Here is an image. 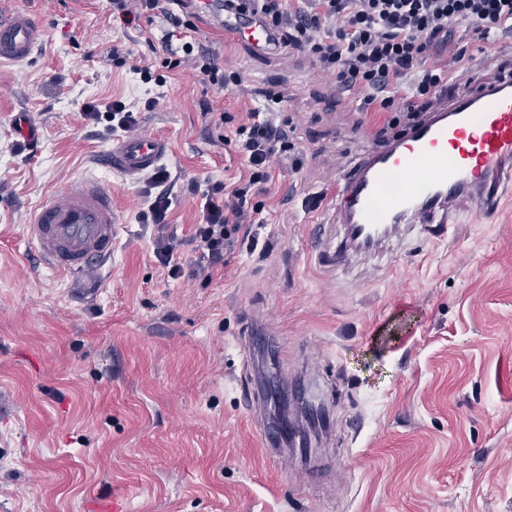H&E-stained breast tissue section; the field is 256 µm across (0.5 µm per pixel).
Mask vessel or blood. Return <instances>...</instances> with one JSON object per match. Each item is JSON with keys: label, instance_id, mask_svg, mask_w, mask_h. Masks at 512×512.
Wrapping results in <instances>:
<instances>
[{"label": "vessel or blood", "instance_id": "1", "mask_svg": "<svg viewBox=\"0 0 512 512\" xmlns=\"http://www.w3.org/2000/svg\"><path fill=\"white\" fill-rule=\"evenodd\" d=\"M227 33L252 48L270 32L258 15L225 17ZM44 37L42 22L17 11L0 18V64L31 61ZM171 152L159 134L113 139L100 165L136 184ZM512 190V77L482 76L434 108L407 137L370 154L326 195L340 223L367 241L388 238L398 225L422 231L457 221L456 202L477 195L493 215ZM121 234L112 190L96 178L71 181L44 196L31 214L27 242L53 272L89 280L111 261Z\"/></svg>", "mask_w": 512, "mask_h": 512}]
</instances>
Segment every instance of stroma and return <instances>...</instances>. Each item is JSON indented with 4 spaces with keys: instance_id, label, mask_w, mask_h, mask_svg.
I'll return each instance as SVG.
<instances>
[{
    "instance_id": "stroma-1",
    "label": "stroma",
    "mask_w": 512,
    "mask_h": 512,
    "mask_svg": "<svg viewBox=\"0 0 512 512\" xmlns=\"http://www.w3.org/2000/svg\"><path fill=\"white\" fill-rule=\"evenodd\" d=\"M39 15L36 58L0 66V512H512V193L481 217L459 200L443 241L409 227L334 267L311 255L340 242L330 211L301 207L370 150L381 123L309 58L225 38L210 15L192 37L238 70L225 90L191 68L166 84L164 17L114 19L110 0H0ZM128 53L113 67L112 49ZM277 79L288 93L300 169L275 164L238 246L212 281L174 280L141 223L143 184L98 166L110 139L85 102L138 106L139 129L170 139L168 232L188 236L201 194L248 177L219 137L218 113L245 117ZM156 98V109H145ZM208 100L211 113L199 108ZM38 119L33 152H13L19 113ZM112 188L124 232L93 285L29 253L33 206L69 181ZM304 374L326 408L316 451L261 443L259 381Z\"/></svg>"
}]
</instances>
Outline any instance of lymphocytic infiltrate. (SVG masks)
I'll return each mask as SVG.
<instances>
[{
    "label": "lymphocytic infiltrate",
    "instance_id": "obj_1",
    "mask_svg": "<svg viewBox=\"0 0 512 512\" xmlns=\"http://www.w3.org/2000/svg\"><path fill=\"white\" fill-rule=\"evenodd\" d=\"M226 12L243 15L260 10L273 32L272 45L304 54L332 76L338 87L363 96L367 111L383 121L382 134L396 135L421 121L441 97L457 87L456 73L469 71L473 58L455 38L454 25L469 22L478 38L512 34V0H224ZM449 54L448 64H431V57ZM163 73L139 68L143 82L164 85L169 72L183 67L198 71L204 82L226 89L238 85V71L220 62L199 43L187 41L177 56L164 58ZM259 94L261 107L244 119L220 114L217 125L247 162L248 181L233 185L214 182L202 195L199 221L191 238L198 256L193 276L212 280L224 267V256L234 250L245 224L263 210L256 201V185L272 178V165L302 160L288 134L284 117L288 100L278 82ZM85 120L103 135L137 131L139 121L132 105L115 100L84 106ZM167 169H155L145 180L148 208L146 224H165L171 206Z\"/></svg>",
    "mask_w": 512,
    "mask_h": 512
}]
</instances>
